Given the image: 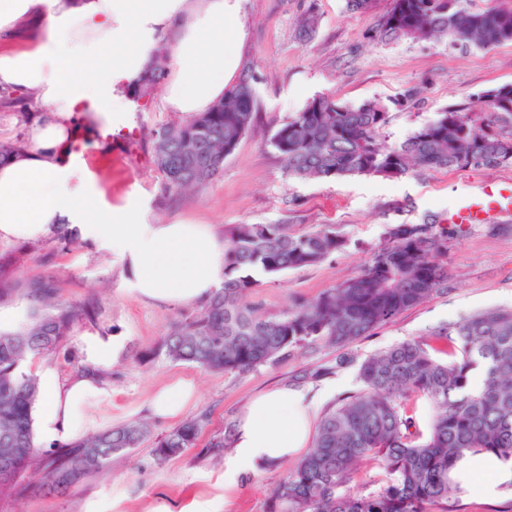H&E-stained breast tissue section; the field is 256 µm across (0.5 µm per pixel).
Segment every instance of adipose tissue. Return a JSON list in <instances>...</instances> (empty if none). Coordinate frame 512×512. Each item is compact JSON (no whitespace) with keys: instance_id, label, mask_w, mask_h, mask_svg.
<instances>
[{"instance_id":"obj_1","label":"adipose tissue","mask_w":512,"mask_h":512,"mask_svg":"<svg viewBox=\"0 0 512 512\" xmlns=\"http://www.w3.org/2000/svg\"><path fill=\"white\" fill-rule=\"evenodd\" d=\"M240 0H0V90L33 99L19 151L0 161V241H38L62 224L126 263L128 286L161 303L208 298L224 272V245L211 225L177 219L149 224L127 204H108L84 160L65 148L86 112L111 129L131 120V93L172 38L166 61L164 112L208 111L239 73ZM29 43L13 48L20 26ZM121 345L92 339L88 372L67 382L41 376L37 428L46 444L79 439L94 426L93 407L112 391L98 370L111 367ZM314 405L280 388L256 398L234 440L246 470L276 465L307 447ZM452 476L461 487L508 481L512 468L491 455L465 456Z\"/></svg>"}]
</instances>
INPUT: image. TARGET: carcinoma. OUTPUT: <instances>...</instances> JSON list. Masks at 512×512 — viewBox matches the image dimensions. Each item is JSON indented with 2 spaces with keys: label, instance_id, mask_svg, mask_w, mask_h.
<instances>
[{
  "label": "carcinoma",
  "instance_id": "1",
  "mask_svg": "<svg viewBox=\"0 0 512 512\" xmlns=\"http://www.w3.org/2000/svg\"><path fill=\"white\" fill-rule=\"evenodd\" d=\"M318 14L308 7L297 23L311 37ZM380 35L388 40L436 39L450 47L487 49L512 42V7L488 0L471 9L464 0H392ZM492 98L481 92L437 112L398 145L385 128L391 109L414 103L415 88L386 102L348 104L313 97L288 117L271 146L293 180L351 177L400 178L417 166L463 169L512 165V83ZM254 86L242 79L209 111L154 131L153 165L162 194L186 193L224 170L251 127ZM435 224H400L374 252L364 273L297 300L276 317L248 301L262 279L316 265L340 252L345 241L330 225L292 232L286 224H238L225 244L224 280L191 320L176 324L158 352L209 371L242 373L277 361L301 345L344 347L420 303L442 286L446 271L437 255L443 240ZM29 302L27 321L0 330V495L26 490L28 472L64 493L103 471L115 454L140 447L149 425L132 420L68 444L56 458L40 460L33 412L41 399L36 376L24 362L53 353L82 317L57 300L52 277L20 281L0 264V304ZM447 344L441 360L421 341H405L368 358L359 368L364 392L325 413L311 449L272 491L270 512H451L461 493L450 473L468 454H491L512 467V309H488L431 333ZM428 399L431 417L420 427L406 407L411 395ZM204 418L190 419L155 442L160 461L195 445ZM364 459L379 470L377 488L349 489Z\"/></svg>",
  "mask_w": 512,
  "mask_h": 512
}]
</instances>
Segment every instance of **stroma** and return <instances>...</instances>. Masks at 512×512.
Listing matches in <instances>:
<instances>
[{"label": "stroma", "instance_id": "obj_1", "mask_svg": "<svg viewBox=\"0 0 512 512\" xmlns=\"http://www.w3.org/2000/svg\"><path fill=\"white\" fill-rule=\"evenodd\" d=\"M391 2L376 0L373 10L355 12L346 0H241L245 38L240 74L256 89L257 110L223 172L193 194L161 195L151 156L153 133L181 116L159 111L152 96L137 99L133 125L106 136L95 134L99 146L90 151L88 165L109 203L132 202L150 224L192 219L216 225L224 237L238 224H285L298 232L333 225L346 242L343 251L264 279L254 289L250 300L266 315L285 311L293 298L313 300L359 277L390 227L430 219L448 233L438 257L448 271L441 289L346 349L295 347L277 362L224 373L158 354L173 324L194 316L199 305L137 297L124 283L118 255L82 241L68 250L50 238L1 242L0 257L13 260L17 276H54L60 302L96 312L94 321H76L56 352L27 360L28 371L39 376L49 370L66 381L83 370L85 336H116L123 349L108 372L112 400L95 410L98 427L145 419L157 439L191 418L202 416L206 423L195 446L179 457L159 462L147 443L113 456L105 475L87 478L67 494L34 488L19 497L0 496V512H269L271 493L295 466V458L251 472L239 468L233 449L210 445L226 427L237 426L256 395L274 387L293 388L326 412L362 391L359 367L372 355L397 343L425 339L436 328L476 312L512 308V207L484 224L448 221L449 210L464 193L487 181L511 186L512 166L417 168L394 179L302 182L285 176L269 143L281 123L320 94L359 103L419 87L416 105L390 113L385 132L397 144L454 100L512 83V42L466 50L433 41L383 40L380 27ZM311 4L319 23L306 40L296 22ZM343 354L349 362L341 366L337 360ZM179 380L195 386L181 416L152 415L151 398ZM453 512H512V491L499 484L488 492L463 490Z\"/></svg>", "mask_w": 512, "mask_h": 512}]
</instances>
